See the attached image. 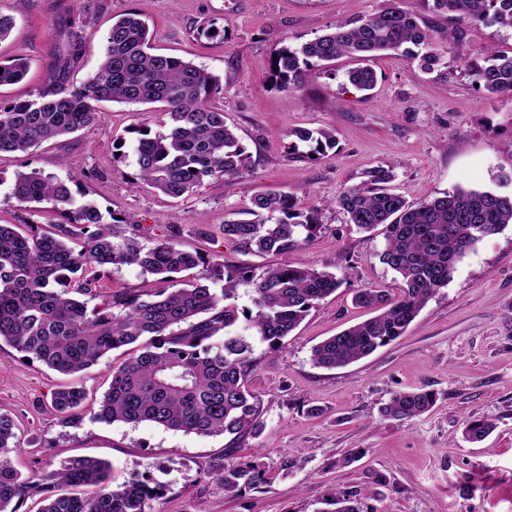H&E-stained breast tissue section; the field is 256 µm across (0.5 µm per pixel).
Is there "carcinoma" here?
<instances>
[{
  "instance_id": "1",
  "label": "carcinoma",
  "mask_w": 512,
  "mask_h": 512,
  "mask_svg": "<svg viewBox=\"0 0 512 512\" xmlns=\"http://www.w3.org/2000/svg\"><path fill=\"white\" fill-rule=\"evenodd\" d=\"M429 15L411 13L386 0L375 13L336 25L299 47H282L272 63L271 80L298 88L308 73L343 57L365 61L407 45L425 49L421 67L439 62L442 50L464 42L474 26L497 25L512 31V0H432ZM82 36L67 33L46 80L31 100L0 107V155L25 153L51 139L96 124L97 104L153 105L166 130L136 128L132 148L139 179L178 199L195 192L207 178L235 179L250 165L251 155L224 110L212 103L221 92L219 79L190 61L153 51L148 25L134 14L112 22L104 37L97 71L81 87L70 85L79 59ZM472 81L493 95L512 98V55L492 46L474 50ZM0 86L22 81L29 61L17 55L0 63ZM349 81L370 91L377 74L369 66L349 70ZM288 150L316 159L336 144L330 129L298 128L288 132ZM396 175L378 166L357 186L343 191L336 204L347 223L362 232L384 227L380 260L402 280L401 293L362 288L355 302L375 315L315 345L311 359L335 369L357 362L402 336L419 312L448 285L456 264L483 238L512 224V196L492 191L458 189L418 204L395 193ZM11 197L20 204L50 202L61 217L45 232L38 224H0V340L25 357L61 374L84 370L109 352L147 341L133 350L112 378L95 418L129 424L150 422L185 434L224 435L227 448L262 430V409L249 390L254 343L280 349L284 339L320 301L341 286L336 275L290 262L256 273L224 259H204L173 239L148 246L129 231L130 224L103 222L91 204L72 208L71 186L41 171H18ZM248 219L224 224V240L243 250L288 255L304 248L322 227L318 210H302L292 196L259 192L246 210ZM84 235L76 249L78 235ZM136 266L156 277L161 287L145 298L111 294L91 307L99 282L114 266ZM205 266L202 284L178 275ZM85 269L91 275L74 282ZM221 284L220 291L211 288ZM252 289V305L235 303L238 287ZM119 312H114V309ZM84 391L64 387L52 395L63 427H76L84 417ZM435 394L424 390L395 392L382 407L393 420L419 417L433 407ZM493 423L467 419L463 433L478 443ZM20 448L13 419L0 413V512H19L24 502L40 497L39 512H145L148 501L164 494L152 479L132 478L115 486L112 465L76 457L51 472H18L12 454ZM209 473L233 496L257 490L265 473L256 464L226 467ZM355 494L339 492L334 512H359Z\"/></svg>"
}]
</instances>
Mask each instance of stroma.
<instances>
[{
    "label": "stroma",
    "mask_w": 512,
    "mask_h": 512,
    "mask_svg": "<svg viewBox=\"0 0 512 512\" xmlns=\"http://www.w3.org/2000/svg\"><path fill=\"white\" fill-rule=\"evenodd\" d=\"M384 0H0L15 28L0 41V61L24 54L26 78L0 86V105L33 99L68 29L81 32L82 52L71 83L80 86L98 68L103 36L114 17L133 12L146 20L158 52L193 61L218 77L217 101L246 145L251 163L237 179H208L189 196L171 199L139 184L132 157L115 146L128 128L163 129L152 106L100 104L92 127L45 141L25 154L0 156V224L57 221L51 203L29 207L10 195L15 172L39 170L79 183L78 203L104 218L134 224L148 244L169 237L183 249L263 272L289 260L336 274L341 287L313 308L284 348L254 347L250 388L263 406L259 436L226 450L221 436L184 434L149 422L94 420L112 369L127 358L116 350L96 365L65 376L0 341V412L17 427L21 448L12 457L21 473L60 468L74 456L111 462L117 481L148 475L165 486L146 512H325L341 491L353 492L361 512H512V224L486 237L456 265L406 332L372 355L343 368L315 367L311 349L369 318L352 296L361 288L399 295L400 278L379 254L384 235L358 232L336 206L370 168L394 171V187L417 203L458 189L512 195L496 180L512 171V100L475 86L471 57L460 47L433 70L403 51L370 60L378 77L371 93L348 80L352 60L317 70L301 88L270 85V63L284 46H299L378 11ZM215 24L223 36H202ZM329 128L335 148L317 160L288 156L287 133ZM288 193L299 208L317 207L323 227L303 249L281 258L245 254L224 239L257 192ZM83 387L86 416L64 428L51 405L65 384ZM424 388L433 409L411 420L383 418L391 393ZM317 414H309V407ZM491 420L481 443L463 436L462 421ZM350 450L361 458L339 466ZM260 456L267 483L230 496L208 475L223 459L234 467ZM386 486L366 495L375 475Z\"/></svg>",
    "instance_id": "1"
}]
</instances>
